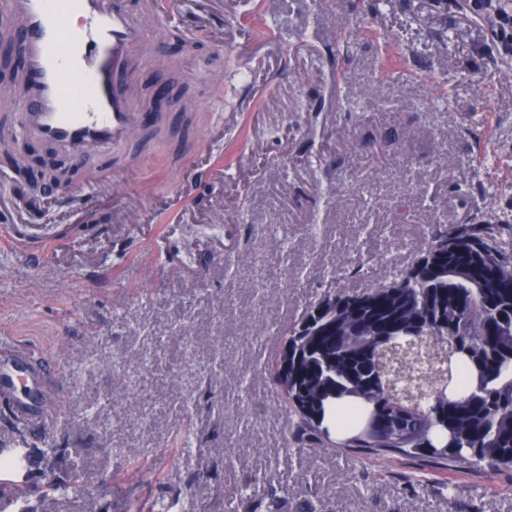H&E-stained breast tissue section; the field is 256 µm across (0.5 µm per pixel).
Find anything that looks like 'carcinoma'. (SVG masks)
I'll list each match as a JSON object with an SVG mask.
<instances>
[{"label": "carcinoma", "mask_w": 512, "mask_h": 512, "mask_svg": "<svg viewBox=\"0 0 512 512\" xmlns=\"http://www.w3.org/2000/svg\"><path fill=\"white\" fill-rule=\"evenodd\" d=\"M430 228L428 249L392 284L325 296L285 329L288 357L298 358L294 377L283 387L276 357L269 379L299 446L317 438L316 419L330 406L338 444L351 451L468 471L512 468V269L492 246L512 224ZM381 336L408 374L443 392L419 404L393 393ZM32 463L34 450L21 448L4 462L5 475ZM36 493L18 482L6 504L32 512ZM267 500L268 512H288L276 488Z\"/></svg>", "instance_id": "cac0c4a2"}]
</instances>
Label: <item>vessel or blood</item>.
Here are the masks:
<instances>
[{
    "label": "vessel or blood",
    "mask_w": 512,
    "mask_h": 512,
    "mask_svg": "<svg viewBox=\"0 0 512 512\" xmlns=\"http://www.w3.org/2000/svg\"><path fill=\"white\" fill-rule=\"evenodd\" d=\"M173 4L160 0L148 22L126 0H0L21 32L24 106L11 114L15 128L73 165L125 153L146 123L134 76L146 63L168 65L160 29ZM0 396V411L26 426L52 424L59 407L32 355L3 346Z\"/></svg>",
    "instance_id": "vessel-or-blood-1"
}]
</instances>
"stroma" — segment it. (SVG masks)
<instances>
[{"mask_svg": "<svg viewBox=\"0 0 512 512\" xmlns=\"http://www.w3.org/2000/svg\"><path fill=\"white\" fill-rule=\"evenodd\" d=\"M171 68L190 101L164 145L91 158L77 208L0 186V339L57 369L55 443L30 484L75 471L34 512L240 508L269 470L319 512H512V469L438 470L335 438L296 447L265 372L278 331L328 293L390 284L432 223L512 222V61L470 0H178ZM407 128L398 150L370 136ZM49 241L21 253L10 227ZM362 260L336 276L333 262ZM266 410L251 411L254 402ZM229 463H222V456ZM212 478L196 483L202 471Z\"/></svg>", "mask_w": 512, "mask_h": 512, "instance_id": "obj_1", "label": "stroma"}]
</instances>
